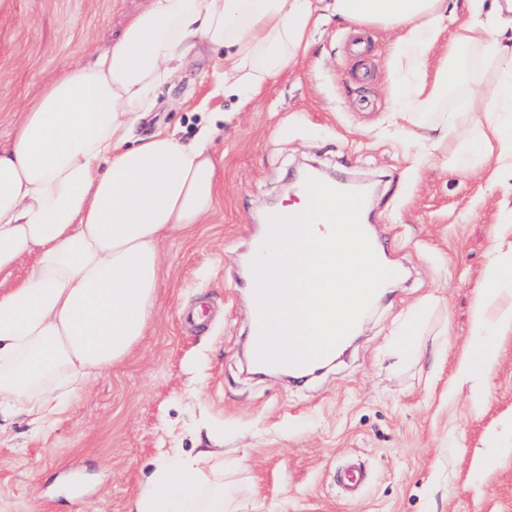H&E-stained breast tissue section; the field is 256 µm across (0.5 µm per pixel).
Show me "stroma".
I'll list each match as a JSON object with an SVG mask.
<instances>
[{"label":"stroma","mask_w":512,"mask_h":512,"mask_svg":"<svg viewBox=\"0 0 512 512\" xmlns=\"http://www.w3.org/2000/svg\"><path fill=\"white\" fill-rule=\"evenodd\" d=\"M148 4L11 0L0 11V141L28 100L110 48ZM395 38L356 36L326 15L308 53L250 102L216 92L222 55L205 46L159 88L137 134L166 126L189 142L224 115L214 209L161 243L157 303L130 355L52 427L0 432V512H128L164 455L202 448L238 466L240 512H512V329L490 337L488 370L461 372L482 273L512 250V196L479 173L416 162L421 128L390 115ZM305 163L374 183L367 225L404 275L324 373L259 377L244 361L241 262L264 205L289 201ZM196 302L213 319L184 329L181 311ZM352 459L367 480L349 499L336 475Z\"/></svg>","instance_id":"stroma-1"}]
</instances>
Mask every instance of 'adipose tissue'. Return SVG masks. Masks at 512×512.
<instances>
[{
    "label": "adipose tissue",
    "mask_w": 512,
    "mask_h": 512,
    "mask_svg": "<svg viewBox=\"0 0 512 512\" xmlns=\"http://www.w3.org/2000/svg\"><path fill=\"white\" fill-rule=\"evenodd\" d=\"M356 32L396 30L393 111L429 113V159L512 176V0H331ZM320 17L314 0H152L108 51L66 71L28 103L0 146V273L24 258L25 279L0 292V423L39 427L143 336L161 275L160 244L213 209L217 168L208 132L186 143L160 129L135 136L160 86L199 43L223 51L218 88L249 101L304 55ZM441 48L432 79L427 51ZM512 268L491 261L476 304L479 332L512 326L501 296ZM224 455L209 448L161 462L130 512H237Z\"/></svg>",
    "instance_id": "obj_1"
}]
</instances>
